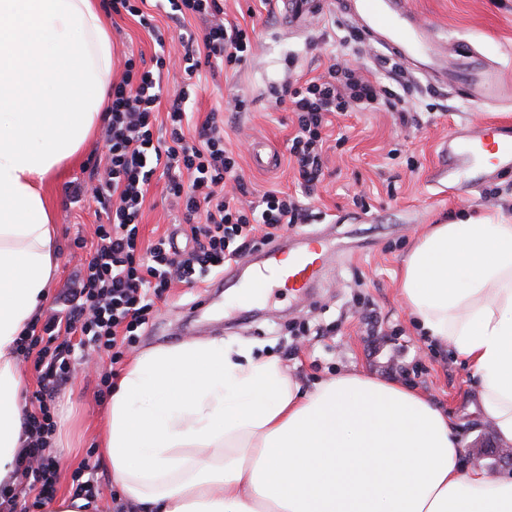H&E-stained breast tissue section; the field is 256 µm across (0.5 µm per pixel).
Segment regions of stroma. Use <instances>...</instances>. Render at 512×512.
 <instances>
[{"label": "stroma", "instance_id": "1", "mask_svg": "<svg viewBox=\"0 0 512 512\" xmlns=\"http://www.w3.org/2000/svg\"><path fill=\"white\" fill-rule=\"evenodd\" d=\"M418 17L444 42L464 40L479 47L512 74V0H410ZM278 0H224L226 20L254 28L251 54L237 67L213 75L201 72L199 88L190 102L195 122L209 112L224 109V143L238 152L239 164L251 192L269 189L289 193L297 188L298 173L288 143L296 133V116L276 105L271 87L303 86L321 75L333 55L347 54L351 64L378 90L391 89L387 78L388 52L365 37H353V24L342 15L336 0H324L305 34L288 36L279 21ZM114 55L112 77L120 79L126 57L151 61L152 36L136 18L108 15ZM410 92L377 109L345 112L331 117L323 148V176L309 200L314 212L309 223L288 232L289 240L320 232L345 255L328 274L318 293L306 298L284 291H266L256 300V317H238L237 291H225L207 318L224 320V329L207 334L185 326L184 318L200 291L218 280V272L196 276L193 283H177L157 300L154 312L135 345L116 366L98 362L77 369L56 396L57 429L64 447L55 493L71 494L72 474L90 466L98 481L95 512H108L118 487L99 461V418L107 401L97 395L100 376L108 369L123 371L149 348L208 337L250 342L258 357L273 355L305 385L352 369L418 388L454 418L465 448L496 445L494 432L483 430L476 406L479 378L453 352L434 348L412 325L399 292L403 256L429 225L485 214L512 219V172L491 180L497 197L457 186L442 192L429 174L439 159V146L449 132L464 122L484 124L499 119L512 122V103L475 107L456 95L413 77ZM245 100L243 111L229 112L230 96ZM415 110L418 126L402 127L401 108ZM264 141L277 155L275 166L259 170L250 157L255 141ZM103 139L95 137L72 161L46 177L43 193L54 215L60 252L51 294L70 287L78 256L72 240L91 236L106 218L93 199L74 204L66 189L93 177L92 158L102 156ZM166 180L153 176L142 209L140 237L154 243L172 231L176 209L166 196Z\"/></svg>", "mask_w": 512, "mask_h": 512}]
</instances>
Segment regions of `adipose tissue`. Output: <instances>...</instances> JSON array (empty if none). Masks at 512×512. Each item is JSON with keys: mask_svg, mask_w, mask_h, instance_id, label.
Listing matches in <instances>:
<instances>
[{"mask_svg": "<svg viewBox=\"0 0 512 512\" xmlns=\"http://www.w3.org/2000/svg\"><path fill=\"white\" fill-rule=\"evenodd\" d=\"M112 41L93 0H0V486L27 436L17 342L56 272L41 190L103 119ZM399 293L429 341L480 378L512 446V221L432 225ZM427 397L359 372L303 383L214 339L142 352L114 384L101 461L138 512H512V471L469 467Z\"/></svg>", "mask_w": 512, "mask_h": 512, "instance_id": "obj_1", "label": "adipose tissue"}]
</instances>
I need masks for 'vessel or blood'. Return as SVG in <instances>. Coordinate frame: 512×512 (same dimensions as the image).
Masks as SVG:
<instances>
[{
	"label": "vessel or blood",
	"mask_w": 512,
	"mask_h": 512,
	"mask_svg": "<svg viewBox=\"0 0 512 512\" xmlns=\"http://www.w3.org/2000/svg\"><path fill=\"white\" fill-rule=\"evenodd\" d=\"M340 8L369 41L386 49L405 70L450 90L468 104L494 105L512 97V81L470 43L454 42L450 53H442L409 0H340ZM322 9V0H286L281 22L300 29ZM440 152L443 163L432 173L434 184L443 188L465 184L476 190L500 171L512 169V129L466 124L449 134ZM307 240L299 251H285L276 243L261 255L243 259L250 278L243 287L242 302L251 301L256 288H285L297 297L319 288L334 252L322 245L321 235H308Z\"/></svg>",
	"instance_id": "b4317fda"
}]
</instances>
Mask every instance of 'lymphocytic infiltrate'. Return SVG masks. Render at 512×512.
Instances as JSON below:
<instances>
[{"label":"lymphocytic infiltrate","mask_w":512,"mask_h":512,"mask_svg":"<svg viewBox=\"0 0 512 512\" xmlns=\"http://www.w3.org/2000/svg\"><path fill=\"white\" fill-rule=\"evenodd\" d=\"M170 17L191 15L205 24L202 38L183 41L180 83L171 89L173 100L164 131L154 129L153 118L164 92L163 47L152 15L143 13L137 0H103L109 12L123 11L153 33L157 45L154 67L136 70L126 59L120 81L112 83L104 141L107 148L102 172L94 185L76 184L73 201L89 197L103 209L107 221L96 225L92 238L77 236L75 248L87 250L77 268L72 288L59 298L60 307L41 325H30L17 345L22 358H34L39 387L29 398L25 419L28 442L18 470L34 507L57 481L59 460L52 453L56 430L54 404L60 387L80 365L85 350L118 363L119 344L135 342L147 325L156 299L173 281L191 282L196 273L223 269L226 263L248 254L255 240L271 242L279 232L306 223L309 214L302 195L312 194L322 176V132L332 112L369 109L379 100L375 86L346 60L299 88L275 90L277 103H292L297 133L289 154L296 166L301 195L265 192L248 200L247 183L232 150L224 145V121L210 112L189 143L184 128L192 114L188 102L195 92L193 76L201 67L217 71L239 63L252 48V37L241 25L224 19L222 0H167ZM163 171L167 192L181 207L184 246L167 235L138 249L139 217L152 176ZM191 184H184L183 175ZM78 343H71L72 335Z\"/></svg>","instance_id":"1"}]
</instances>
